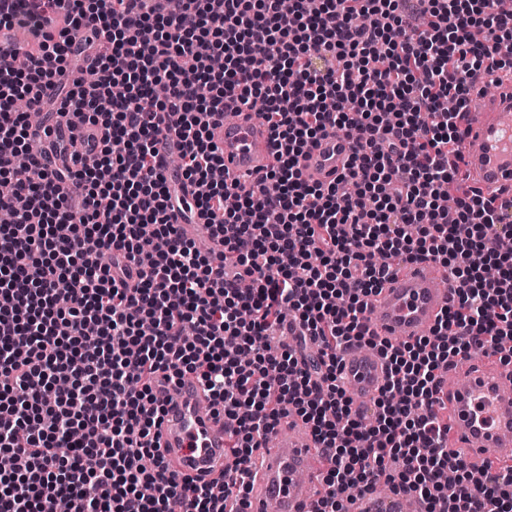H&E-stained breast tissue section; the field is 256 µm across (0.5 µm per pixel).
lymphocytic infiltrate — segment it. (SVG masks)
Instances as JSON below:
<instances>
[{"instance_id":"lymphocytic-infiltrate-1","label":"lymphocytic infiltrate","mask_w":512,"mask_h":512,"mask_svg":"<svg viewBox=\"0 0 512 512\" xmlns=\"http://www.w3.org/2000/svg\"><path fill=\"white\" fill-rule=\"evenodd\" d=\"M214 1L156 14L139 0H0V179L12 185L0 211L14 215L0 225V512H44L60 495L69 512H168L175 499L183 512H245L249 463L290 411L328 464L314 512H349L347 487L381 481L422 512H512V464L472 483L434 409L458 361L512 338V253L499 248L512 201L498 208L456 178L471 92L512 70V11ZM46 88L57 115L103 131L76 165L57 139L34 160L15 104ZM257 99L277 163L254 193L216 179L213 129ZM331 131L355 143L348 172L309 184L299 158ZM168 137L173 177L158 157ZM185 182L208 186L196 208L183 206ZM176 210L206 218L224 264L183 235ZM394 258L448 267L457 301L415 343L376 344L387 378L367 419L338 352L373 342L361 314ZM287 325L294 345L275 343ZM187 374L232 423L218 488L179 481L153 435L158 381Z\"/></svg>"}]
</instances>
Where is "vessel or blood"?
<instances>
[{
    "instance_id": "1",
    "label": "vessel or blood",
    "mask_w": 512,
    "mask_h": 512,
    "mask_svg": "<svg viewBox=\"0 0 512 512\" xmlns=\"http://www.w3.org/2000/svg\"><path fill=\"white\" fill-rule=\"evenodd\" d=\"M459 177L482 196L502 203L512 199V77L467 114ZM224 156V174L256 187L273 165L271 134L252 111L234 112L214 131ZM353 141L340 133L319 137L301 157L306 180L328 184L345 171ZM454 298L446 267L425 260L399 265L368 300L363 318L379 339L415 341L429 335ZM341 377L348 394L360 402L378 396L386 379L384 359L365 344H349L341 353ZM157 429L158 441L178 479L211 483L233 458L225 454L228 429L223 417L208 412L202 384L187 376L170 393ZM453 450L470 462L498 463L512 447V367L491 364L478 355L461 361L456 379L443 385ZM319 444L301 418H281L257 454L246 512H312L318 489L315 470Z\"/></svg>"
}]
</instances>
